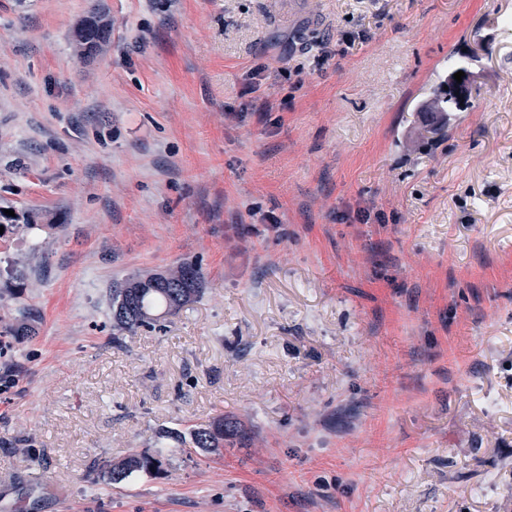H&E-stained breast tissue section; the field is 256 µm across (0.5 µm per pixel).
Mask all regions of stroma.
Instances as JSON below:
<instances>
[{"mask_svg": "<svg viewBox=\"0 0 512 512\" xmlns=\"http://www.w3.org/2000/svg\"><path fill=\"white\" fill-rule=\"evenodd\" d=\"M3 209L0 512H512V0H0ZM110 26L98 13L86 16L75 32V41L82 52H92L106 43L110 37ZM458 71H461V70L453 71L448 76V81H445V80L442 81L439 84V86L435 89V93H438L437 96H439L441 98V103L443 104L442 106H443V109L445 112H448L447 111L448 109H450L452 111H454V110L461 111L464 107H466L468 105V97L470 95V89H469L467 97L464 100L457 99L451 93V91L448 89V82H449L450 85L456 89V93L460 97H463L466 95L467 88L472 81V75L468 70L466 72L463 71L465 73V77H462L461 84H457V81L454 80V74L457 73ZM444 86H447V89H444ZM460 103H463V106H460ZM202 282V272L189 264L117 282L111 290L113 326L128 332L151 327L164 315L194 301L202 291ZM189 435L195 448H202L215 455H223L224 439L232 442L245 439V432L241 426L237 422L224 420L222 415L214 418L205 427L192 429ZM164 465L163 453L134 454L118 463L107 462L103 464L107 479L115 484H120L130 478L134 473L144 472L147 474L160 473Z\"/></svg>", "mask_w": 512, "mask_h": 512, "instance_id": "stroma-1", "label": "stroma"}]
</instances>
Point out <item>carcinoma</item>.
I'll return each instance as SVG.
<instances>
[{
	"instance_id": "cac0c4a2",
	"label": "carcinoma",
	"mask_w": 512,
	"mask_h": 512,
	"mask_svg": "<svg viewBox=\"0 0 512 512\" xmlns=\"http://www.w3.org/2000/svg\"><path fill=\"white\" fill-rule=\"evenodd\" d=\"M109 37V24L95 12L86 16L75 32L77 46L88 53L106 43ZM446 85L448 82L444 80L435 89L444 109L460 111L462 106L468 105V100L457 99ZM202 282V272L189 264L128 277L111 290L113 326L128 332L151 327L163 316L174 314L194 301L202 291ZM190 439L194 447L221 455L224 441H241L245 439V432L238 423L226 421L219 415L207 426L191 430ZM163 465L164 455L157 452L134 454L118 463L107 462L102 469L110 482L120 484L137 472L159 473Z\"/></svg>"
}]
</instances>
